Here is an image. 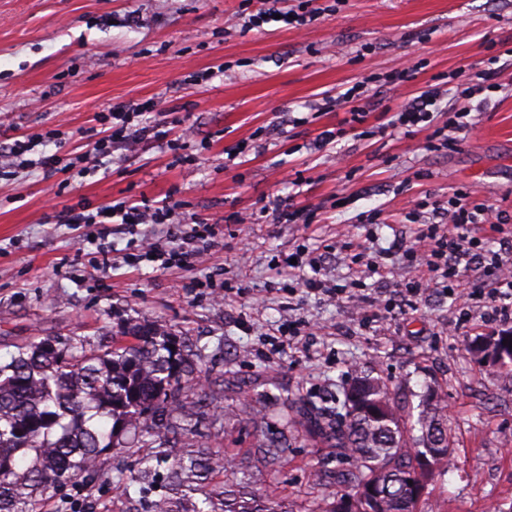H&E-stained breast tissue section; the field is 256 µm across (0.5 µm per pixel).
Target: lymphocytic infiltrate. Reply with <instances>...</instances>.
Segmentation results:
<instances>
[{
	"mask_svg": "<svg viewBox=\"0 0 512 512\" xmlns=\"http://www.w3.org/2000/svg\"><path fill=\"white\" fill-rule=\"evenodd\" d=\"M279 3L280 0H263L261 8L255 14L244 18L242 31L259 29L275 21L286 27L299 29L337 12L344 0H332L328 5L320 4L319 0H295L294 5L286 10L280 9ZM439 94L440 91L436 88L422 91L410 104L396 113L390 123L391 128L409 136L419 123H433V107ZM143 110V105L139 103L112 106L103 115V121L110 125L112 134L110 138L95 141L90 149L91 154L110 155L112 145L116 142L133 148L145 141L164 139V132L141 121ZM116 220L124 224H175L179 221V215L175 206L169 204L140 206L120 203L107 208L98 207L93 215L72 213L66 218L70 224H110ZM511 223V212L477 202L474 190L453 193L448 199L447 223L422 224L410 246L405 249L418 268L417 280L397 284L371 296L360 293L356 299L384 310L391 309L396 304L408 306L414 297L419 296L422 285L433 281L444 280L447 290H455L461 264L477 262L483 265L493 281V290L487 301L489 317L499 322H511L512 255L493 250L480 255L474 251L476 228L487 224L500 232L505 225Z\"/></svg>",
	"mask_w": 512,
	"mask_h": 512,
	"instance_id": "obj_1",
	"label": "lymphocytic infiltrate"
}]
</instances>
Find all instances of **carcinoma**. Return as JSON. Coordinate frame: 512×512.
Instances as JSON below:
<instances>
[{
    "label": "carcinoma",
    "mask_w": 512,
    "mask_h": 512,
    "mask_svg": "<svg viewBox=\"0 0 512 512\" xmlns=\"http://www.w3.org/2000/svg\"><path fill=\"white\" fill-rule=\"evenodd\" d=\"M128 341L102 353L84 341L44 339L0 364V512H38L49 489L74 484L94 472L98 459L116 449L115 438L139 427L140 447H157L132 477L147 493L162 465L182 485L177 501L150 500L148 512H278L268 494L224 482V508L208 496L194 500L210 462L168 459L163 416L181 387L192 381L184 345L152 323L123 332ZM336 410L291 402V421L353 460L348 470L324 471L336 497L325 512H438L427 488L453 457L448 414L430 386L410 404L380 377L359 373L343 388ZM286 441L259 442L267 466L279 464ZM427 456L422 468L420 456Z\"/></svg>",
    "instance_id": "cac0c4a2"
}]
</instances>
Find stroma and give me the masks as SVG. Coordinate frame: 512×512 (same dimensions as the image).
Listing matches in <instances>:
<instances>
[{"label": "stroma", "instance_id": "35a3bbf8", "mask_svg": "<svg viewBox=\"0 0 512 512\" xmlns=\"http://www.w3.org/2000/svg\"><path fill=\"white\" fill-rule=\"evenodd\" d=\"M240 11L241 0H0V144L36 143L55 130L61 143L45 151L62 164L51 176L19 167L0 178V363L46 338L97 350L128 324L161 325L184 342L200 377L184 389L190 414L169 416L171 455L215 459L204 488L218 502L220 459L251 465L259 437L287 433L282 464L255 473L253 487L288 512H321L331 491L323 467L352 461L284 429L286 401L334 405L357 370L396 390L428 383L448 409L455 451L430 482V500L441 512H512V378L468 350L502 323L482 324L477 305L461 322L459 302L433 287L417 304L373 315L343 297L302 292L298 278L275 270L291 253L324 248L330 284L389 288L413 277L405 259L387 260L381 281L345 258L360 251L371 260L394 240L412 242V200L444 205L475 188L480 202L512 206V0H346L312 25L262 32L241 31ZM491 58L498 87L480 109L454 74H478ZM217 65L226 76L206 79ZM405 68L411 79L388 82ZM362 79L364 122L315 149L343 118L326 97ZM429 85L443 90L434 125L380 137L393 108ZM125 102L146 104L143 121L168 139L192 130L187 162L157 143L133 151L117 143L96 174L83 175L88 142L108 135L99 114ZM472 108L476 127L457 149L430 148L434 126ZM281 196L310 209L312 224L273 223L268 207ZM143 199L178 203L183 225H116L105 236L100 225L59 219ZM236 213L249 224L231 223ZM374 213L380 224L360 223ZM184 227L208 237L196 267L141 257V238L168 251ZM294 318L319 335L271 346ZM136 440L122 432L120 451L100 457L95 478L49 491L44 512H141L145 500L130 483Z\"/></svg>", "mask_w": 512, "mask_h": 512}]
</instances>
